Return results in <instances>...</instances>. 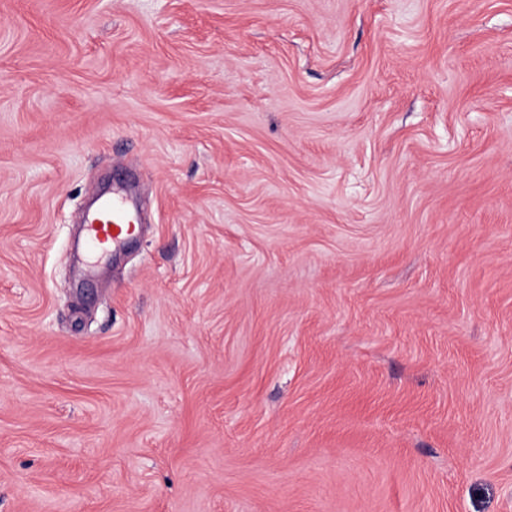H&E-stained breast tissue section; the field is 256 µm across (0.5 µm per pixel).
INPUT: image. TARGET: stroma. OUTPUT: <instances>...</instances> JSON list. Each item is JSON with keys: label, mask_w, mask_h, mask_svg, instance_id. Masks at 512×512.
Listing matches in <instances>:
<instances>
[{"label": "stroma", "mask_w": 512, "mask_h": 512, "mask_svg": "<svg viewBox=\"0 0 512 512\" xmlns=\"http://www.w3.org/2000/svg\"><path fill=\"white\" fill-rule=\"evenodd\" d=\"M0 512H512V0H0ZM129 205L126 196L112 194L101 201L94 214H85L83 227L87 245L97 248L107 243H112L113 247L119 245L130 230V225L125 224L129 217ZM98 212L103 220L97 218Z\"/></svg>", "instance_id": "stroma-1"}]
</instances>
